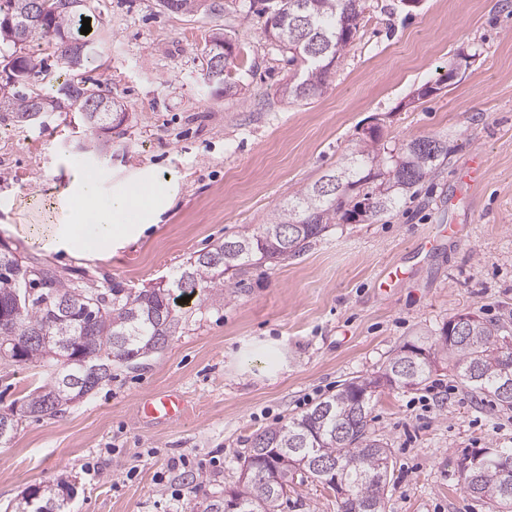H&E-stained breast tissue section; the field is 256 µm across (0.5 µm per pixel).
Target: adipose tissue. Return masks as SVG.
Wrapping results in <instances>:
<instances>
[{"mask_svg":"<svg viewBox=\"0 0 512 512\" xmlns=\"http://www.w3.org/2000/svg\"><path fill=\"white\" fill-rule=\"evenodd\" d=\"M175 194L172 183L161 182L153 171L141 170L113 194L112 211L104 214L98 209L95 186L76 180L67 207L78 220L59 225L50 245L71 256H95L137 240L170 207Z\"/></svg>","mask_w":512,"mask_h":512,"instance_id":"1","label":"adipose tissue"}]
</instances>
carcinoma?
<instances>
[{
    "instance_id": "cac0c4a2",
    "label": "carcinoma",
    "mask_w": 512,
    "mask_h": 512,
    "mask_svg": "<svg viewBox=\"0 0 512 512\" xmlns=\"http://www.w3.org/2000/svg\"><path fill=\"white\" fill-rule=\"evenodd\" d=\"M25 0H0V70L9 88L0 89V112L23 121L36 115L44 102L59 99L49 111L73 112L88 129L112 130V113L97 111L103 94L88 85L84 73L102 66L104 48L93 35L80 33L82 19L95 18L93 0H40L33 15L24 13ZM164 8L185 15L200 12L201 0H161ZM265 33L288 52L295 73L284 94L295 101L323 91L331 68L346 51L365 13L364 0H276ZM310 17L305 34L295 33L297 21ZM21 32L16 42L6 38L3 25ZM37 45L57 58L82 47L77 67L63 65L67 74L54 83L45 59L27 52ZM448 141L420 137L389 147L375 128L359 140L336 170L301 189L252 235L226 239L212 250L191 257L167 287L128 291L119 285L94 288L62 279L51 269L28 264L8 248H0V337L17 336L20 361L54 368L51 382L26 396L0 422L19 425L26 416L60 413L111 376L112 362L129 364L165 348L179 324L170 289L186 296L222 291L226 277L241 278L254 266L300 255L311 240L326 235L340 221L367 222L396 206L402 196L432 176L448 158ZM336 179V192L323 194L320 184ZM474 331L448 339V325L422 344L407 343L390 357L381 374L344 381L336 394L318 402L299 417L255 435L243 455L239 486L214 499L194 504L192 512H278L288 493L307 480L340 495L339 512H382L390 482L392 452L367 428L376 389L414 388L439 364L446 363L465 386L501 407L512 409V396L499 392L505 362L512 363L501 339L512 336L505 324L475 315ZM66 329L81 337L68 356L67 371L86 386L68 391L61 385V360L29 337ZM512 464V448H497L475 472L478 493L491 508L512 507V485L503 486L502 463Z\"/></svg>"
}]
</instances>
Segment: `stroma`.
Returning <instances> with one entry per match:
<instances>
[{"label":"stroma","mask_w":512,"mask_h":512,"mask_svg":"<svg viewBox=\"0 0 512 512\" xmlns=\"http://www.w3.org/2000/svg\"><path fill=\"white\" fill-rule=\"evenodd\" d=\"M97 37L128 119L122 136L78 127L72 113L20 122L0 112V243L63 278L141 289L169 285L186 261L248 233L301 188L335 170L369 128L397 144L446 137L447 160L414 194L370 223L338 224L299 256L254 267L235 293L180 303L181 324L141 366L112 376L64 412L25 417L0 443V512L37 490L68 484L66 512H190L238 485L251 439L371 376L392 353L449 318L476 313L512 325V0H367L363 23L322 95L288 103L292 68L265 34L253 0H224L223 17L162 10L158 0H100ZM235 46L238 92L208 86L202 58L215 30ZM476 59L449 76L458 52ZM436 86L411 102L412 93ZM480 184L466 182L474 156ZM153 170L178 192L159 224L95 258L45 247L67 223L74 174L92 173L103 208L134 172ZM461 224L465 238L420 244ZM407 282L382 289L384 270ZM279 346L276 380L261 348ZM48 368L0 358V412L48 381ZM174 390L189 412L139 414ZM443 401L423 408L422 397ZM369 430L393 472L383 512H490L463 489L475 448H512V410L440 367L413 389L377 392ZM187 456L189 467L175 465ZM280 512H338L316 482Z\"/></svg>","instance_id":"1"}]
</instances>
